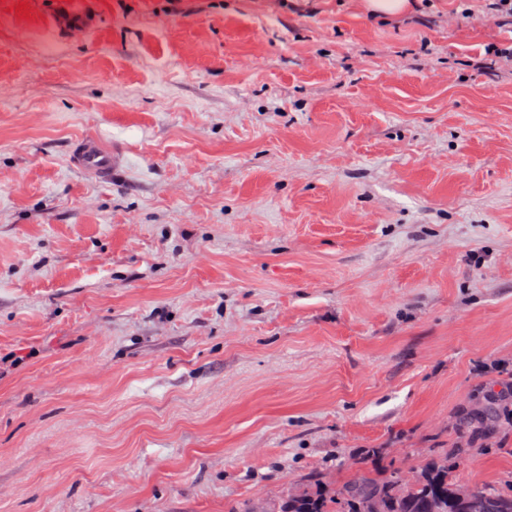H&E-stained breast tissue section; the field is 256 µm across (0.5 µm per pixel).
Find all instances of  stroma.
Here are the masks:
<instances>
[{
  "label": "stroma",
  "instance_id": "1",
  "mask_svg": "<svg viewBox=\"0 0 512 512\" xmlns=\"http://www.w3.org/2000/svg\"><path fill=\"white\" fill-rule=\"evenodd\" d=\"M17 3L0 512H230L417 467L512 383V71L478 67L512 34L483 0ZM451 475L511 491L512 428ZM76 165L88 174H104L112 169L115 153L95 137L81 140L74 150Z\"/></svg>",
  "mask_w": 512,
  "mask_h": 512
}]
</instances>
